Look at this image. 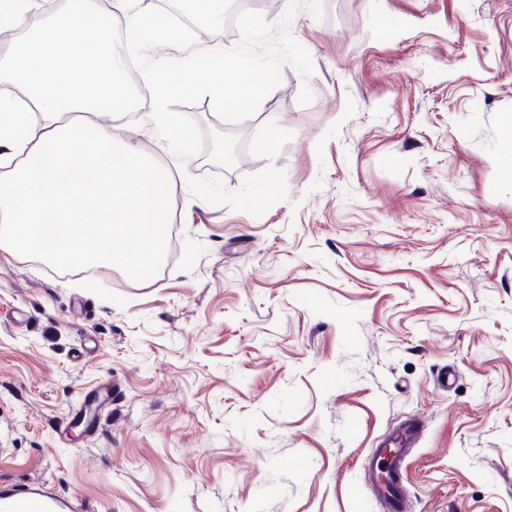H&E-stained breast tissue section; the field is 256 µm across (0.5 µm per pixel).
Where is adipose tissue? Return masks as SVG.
<instances>
[{
    "mask_svg": "<svg viewBox=\"0 0 512 512\" xmlns=\"http://www.w3.org/2000/svg\"><path fill=\"white\" fill-rule=\"evenodd\" d=\"M133 40L181 27L141 0H110ZM41 0H0V30L23 32L0 53V250L54 263L139 271L156 265L177 183L167 165L115 141L102 117L124 110L127 55L93 0H69L30 28Z\"/></svg>",
    "mask_w": 512,
    "mask_h": 512,
    "instance_id": "ef3b65f1",
    "label": "adipose tissue"
}]
</instances>
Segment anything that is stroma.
I'll return each mask as SVG.
<instances>
[{"instance_id":"35a3bbf8","label":"stroma","mask_w":512,"mask_h":512,"mask_svg":"<svg viewBox=\"0 0 512 512\" xmlns=\"http://www.w3.org/2000/svg\"><path fill=\"white\" fill-rule=\"evenodd\" d=\"M237 124L172 164L147 279L0 251V482L78 512H381L364 465L415 416L412 512H512V0H326ZM149 108L116 139L168 161ZM452 368L455 386L440 390Z\"/></svg>"}]
</instances>
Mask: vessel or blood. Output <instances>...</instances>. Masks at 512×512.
<instances>
[{"label": "vessel or blood", "instance_id": "vessel-or-blood-1", "mask_svg": "<svg viewBox=\"0 0 512 512\" xmlns=\"http://www.w3.org/2000/svg\"><path fill=\"white\" fill-rule=\"evenodd\" d=\"M423 431L421 419L405 420L391 432L397 442L393 456L388 458L378 452L368 457L367 487L384 512H410L404 473ZM0 512H76V505L43 482L0 483Z\"/></svg>", "mask_w": 512, "mask_h": 512}]
</instances>
